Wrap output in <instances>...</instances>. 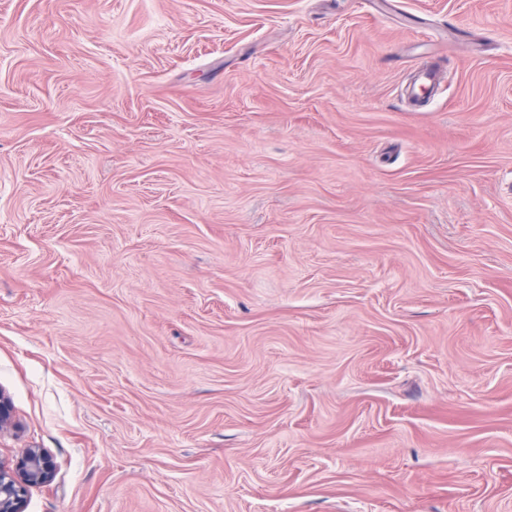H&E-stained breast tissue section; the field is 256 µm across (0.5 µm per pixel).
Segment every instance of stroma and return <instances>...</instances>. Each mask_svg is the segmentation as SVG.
<instances>
[{"instance_id": "35a3bbf8", "label": "stroma", "mask_w": 512, "mask_h": 512, "mask_svg": "<svg viewBox=\"0 0 512 512\" xmlns=\"http://www.w3.org/2000/svg\"><path fill=\"white\" fill-rule=\"evenodd\" d=\"M0 393L25 512H512V0H0ZM55 465L43 448H28L15 464L0 461V512H24L29 488L50 485Z\"/></svg>"}]
</instances>
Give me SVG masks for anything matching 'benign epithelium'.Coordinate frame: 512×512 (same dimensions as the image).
I'll return each instance as SVG.
<instances>
[{
	"instance_id": "1",
	"label": "benign epithelium",
	"mask_w": 512,
	"mask_h": 512,
	"mask_svg": "<svg viewBox=\"0 0 512 512\" xmlns=\"http://www.w3.org/2000/svg\"><path fill=\"white\" fill-rule=\"evenodd\" d=\"M55 465L43 448H28L15 464L0 461V512H25L29 488L52 483Z\"/></svg>"
}]
</instances>
